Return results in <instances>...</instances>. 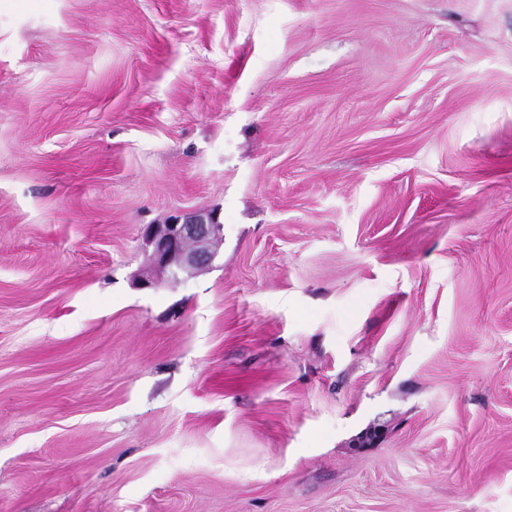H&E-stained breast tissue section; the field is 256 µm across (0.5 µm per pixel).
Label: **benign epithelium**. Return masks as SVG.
Masks as SVG:
<instances>
[{
    "mask_svg": "<svg viewBox=\"0 0 512 512\" xmlns=\"http://www.w3.org/2000/svg\"><path fill=\"white\" fill-rule=\"evenodd\" d=\"M144 249L159 272L176 278L213 266L216 246L224 238L218 212L198 210L172 216L161 226L151 224L142 231Z\"/></svg>",
    "mask_w": 512,
    "mask_h": 512,
    "instance_id": "obj_1",
    "label": "benign epithelium"
}]
</instances>
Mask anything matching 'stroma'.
I'll list each match as a JSON object with an SVG mask.
<instances>
[{
  "label": "stroma",
  "mask_w": 512,
  "mask_h": 512,
  "mask_svg": "<svg viewBox=\"0 0 512 512\" xmlns=\"http://www.w3.org/2000/svg\"><path fill=\"white\" fill-rule=\"evenodd\" d=\"M0 512H512V0H0ZM142 238L153 267L178 278L181 273L213 266L224 226L217 211L198 210L174 215L161 226L146 225Z\"/></svg>",
  "instance_id": "35a3bbf8"
}]
</instances>
